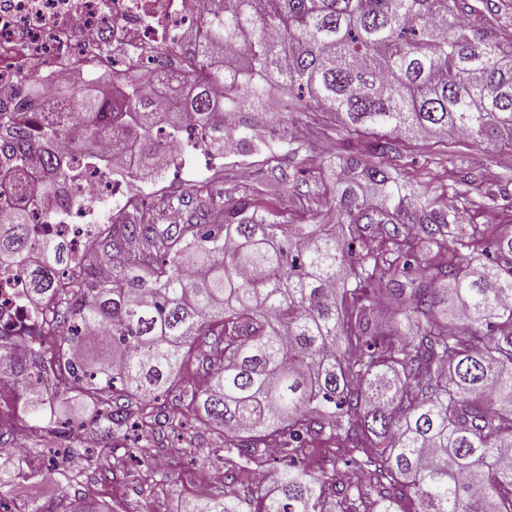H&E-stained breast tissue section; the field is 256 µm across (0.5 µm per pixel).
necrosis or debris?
I'll return each mask as SVG.
<instances>
[{
    "label": "necrosis or debris",
    "mask_w": 512,
    "mask_h": 512,
    "mask_svg": "<svg viewBox=\"0 0 512 512\" xmlns=\"http://www.w3.org/2000/svg\"><path fill=\"white\" fill-rule=\"evenodd\" d=\"M198 0H0V110L14 111L25 75L53 86L73 77L110 73L122 91L130 65L166 69L168 58L193 43ZM111 53H104V46ZM120 161L111 152L96 157L64 151L71 172L70 205L50 195L31 203L38 238L65 241L72 259H80L102 231V205L120 207L138 179L129 142ZM27 282L16 271L0 272V335L48 333L40 310L27 300Z\"/></svg>",
    "instance_id": "obj_1"
}]
</instances>
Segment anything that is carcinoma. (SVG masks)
Here are the masks:
<instances>
[{"mask_svg": "<svg viewBox=\"0 0 512 512\" xmlns=\"http://www.w3.org/2000/svg\"><path fill=\"white\" fill-rule=\"evenodd\" d=\"M190 65L165 84L164 112L151 109L154 80L130 72L109 96L72 89L47 100L26 91L0 112V159L11 191L30 189L28 158L39 155L40 190L70 204L68 174L42 148L54 139L79 150L101 136L137 142L141 167L177 151L190 129L217 151H270L294 136L267 126L277 88L331 114L357 138H377L379 162L320 160L346 172L335 181L333 224H281L224 192L174 188L162 208L140 202L99 238L116 262L102 279L89 260L71 262L66 245L38 241L29 212L0 207V270L20 268L29 300L48 305L67 348L73 380L62 403L94 406L96 423L136 424L132 400L150 407L186 369L206 366L190 404L222 435L230 466L224 493L187 512H512V235L475 248L479 226L437 210L426 191L403 180L396 139L512 144V41L468 21L467 0H201ZM392 225L382 243L365 225ZM434 245L448 261L419 251ZM199 336H212L207 349ZM26 391L36 366L0 343V363ZM375 450L362 478H336V459L315 473L289 465L256 480L275 442L297 453L315 440ZM147 465L158 449H133ZM16 472L0 448V496Z\"/></svg>", "mask_w": 512, "mask_h": 512, "instance_id": "obj_1", "label": "carcinoma"}]
</instances>
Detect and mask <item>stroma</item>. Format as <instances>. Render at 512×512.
Instances as JSON below:
<instances>
[{
  "mask_svg": "<svg viewBox=\"0 0 512 512\" xmlns=\"http://www.w3.org/2000/svg\"><path fill=\"white\" fill-rule=\"evenodd\" d=\"M267 110L270 125H277L284 117L297 132L292 152L282 153L278 161H266L261 154L228 152L219 162L204 160L188 170L143 179L138 192L144 194L146 202L156 203L168 189L192 190L208 182L223 186L225 206L248 199L279 214L284 224L327 223L335 207L334 175L325 170L305 177L300 170L329 155L362 156L367 151V139L349 137L329 114L301 102L289 114H282L276 92L271 94ZM396 149L400 162L408 166L409 176L428 181L436 208H446L455 196L454 180L465 177L470 199L465 223L482 224L491 216L496 229L512 232L511 146L495 142L480 145L452 134L444 143L403 140L397 142ZM160 403L167 413L181 419L183 426L174 430L161 420L150 423L156 445L165 451L177 444L183 451L168 460L171 479L149 494L142 490V467L125 452L136 440V431L121 435L104 430L93 423L89 407L67 410L75 432L58 436L62 446L71 450L58 464L75 471L77 482L65 489L44 467L46 439L54 435L52 424L43 418L33 419L23 402L14 397L5 398V406L15 408L17 419L12 431L0 432V443L21 446L25 453L20 475L0 497V503L10 512H69L78 500L95 503L102 512H184L187 502L222 492L221 441L188 413V400L181 387L164 393Z\"/></svg>",
  "mask_w": 512,
  "mask_h": 512,
  "instance_id": "1",
  "label": "stroma"
}]
</instances>
